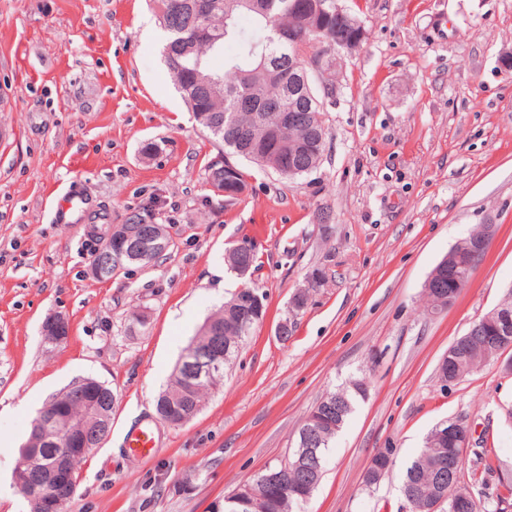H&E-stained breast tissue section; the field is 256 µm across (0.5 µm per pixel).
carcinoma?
Segmentation results:
<instances>
[{
  "label": "carcinoma",
  "instance_id": "carcinoma-1",
  "mask_svg": "<svg viewBox=\"0 0 512 512\" xmlns=\"http://www.w3.org/2000/svg\"><path fill=\"white\" fill-rule=\"evenodd\" d=\"M156 8L166 32L165 60L170 72L178 80L183 95L196 123L214 139L223 143L224 153L208 166L207 180L222 188L230 181L247 186L249 174L240 167L224 168V155L236 154L261 167L268 166L264 154L243 142L237 133L234 116L238 112H257L253 136L260 140L269 127L276 125L279 113L293 109L298 122L293 128L281 132L284 143L305 146L307 152L297 157L300 175H308L318 169L315 153L311 152L315 134L321 128L318 115L325 111L324 99L331 96L333 87L323 93L312 90L315 102L288 98V84L268 79L266 71L272 67L288 71L299 51L293 45V37L301 36L302 22L291 9L292 3L304 0H255L252 7H234V0H202L207 11L202 16L193 14L188 3L197 0H155ZM355 30L343 21L330 18L322 23V30L308 39L322 44L314 58L330 65L336 64V46L353 39ZM92 264L102 271V279L115 274L116 260L112 252L100 246L93 253ZM236 301L231 299L215 312L198 333L199 339L189 344L186 359L205 362L215 350L227 354L229 363L237 355V345L251 335L254 326L237 327L234 318ZM458 357L467 371L488 362L483 337H466ZM224 383V371L213 373L188 391L182 379L171 380L169 390L187 407L198 406L204 396L219 389ZM367 395L363 380L353 381L349 387L329 393L324 401L342 404L341 417L336 419L335 429H324L318 451V472L307 466H294L296 455L288 462L276 466L284 474L289 488L296 492L294 498L268 512H294L304 499L318 487L324 473V454L332 446L337 433L354 409L355 403ZM55 415L64 416L73 424L83 427L86 443L95 447L109 432L112 415V390L99 381L83 378L72 382L62 392L51 396L33 421L27 444L21 449L20 476L30 483H40L43 471L28 463L30 452L37 448L44 459L55 457L63 443L50 420ZM444 464L450 474H459L465 460L458 454H448V444H441L428 435L424 448L406 467L404 492L413 498L412 512H429L437 499L435 468Z\"/></svg>",
  "mask_w": 512,
  "mask_h": 512
}]
</instances>
